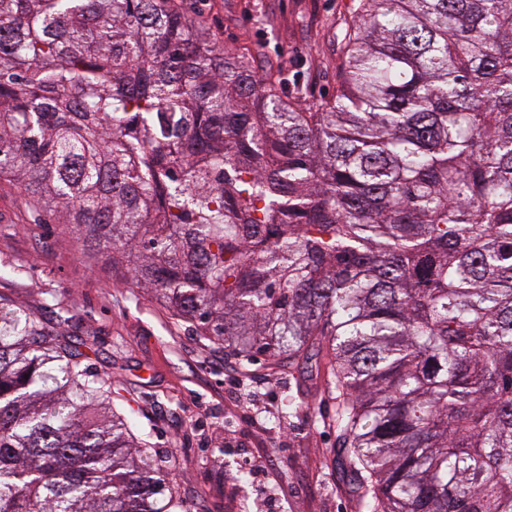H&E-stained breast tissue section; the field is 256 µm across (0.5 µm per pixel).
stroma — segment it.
Returning a JSON list of instances; mask_svg holds the SVG:
<instances>
[{
  "label": "stroma",
  "instance_id": "obj_1",
  "mask_svg": "<svg viewBox=\"0 0 512 512\" xmlns=\"http://www.w3.org/2000/svg\"><path fill=\"white\" fill-rule=\"evenodd\" d=\"M220 47L278 69L279 93L309 107L335 95L342 38L359 0H171ZM0 297L48 326L67 311L68 335L94 336L90 369L112 385L113 408L165 460L189 512H262L267 493L288 512H359L336 464L334 404L310 364L258 357L245 366L113 269L84 258L64 225L46 223L0 180ZM271 484L251 473L259 450Z\"/></svg>",
  "mask_w": 512,
  "mask_h": 512
}]
</instances>
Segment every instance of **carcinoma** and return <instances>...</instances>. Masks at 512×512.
<instances>
[{
  "label": "carcinoma",
  "mask_w": 512,
  "mask_h": 512,
  "mask_svg": "<svg viewBox=\"0 0 512 512\" xmlns=\"http://www.w3.org/2000/svg\"><path fill=\"white\" fill-rule=\"evenodd\" d=\"M311 109L168 0H0V177L224 355L315 361L361 512H512V0H360ZM0 299V512H187Z\"/></svg>",
  "instance_id": "1"
}]
</instances>
